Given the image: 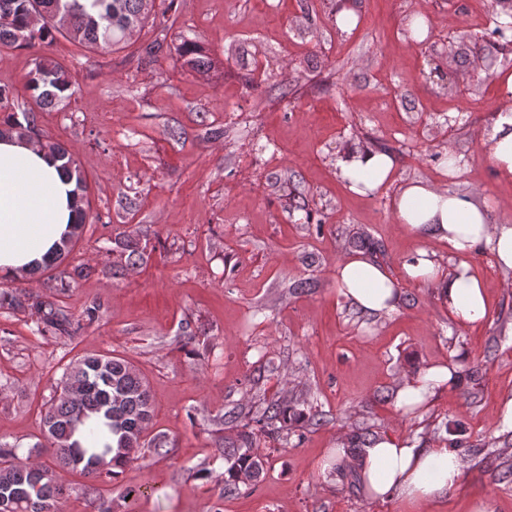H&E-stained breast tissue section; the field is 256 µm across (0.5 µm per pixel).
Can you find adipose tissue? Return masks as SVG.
I'll return each instance as SVG.
<instances>
[{
	"label": "adipose tissue",
	"instance_id": "1",
	"mask_svg": "<svg viewBox=\"0 0 512 512\" xmlns=\"http://www.w3.org/2000/svg\"><path fill=\"white\" fill-rule=\"evenodd\" d=\"M506 85L508 92L501 98L489 138V162L508 181L512 179V73ZM337 167L349 190L363 195L390 182L394 161L384 152L355 151L341 155ZM73 188L59 161L37 144L0 139V273L25 271L68 232L76 221L71 207ZM391 210L398 223L417 235L436 237L460 258L447 272L426 251H419L403 264L404 280L440 285L448 315L457 325L487 321L490 313L484 286L464 256L480 246L498 265L512 269V225L494 223L489 212L469 196L423 182L400 186L392 197ZM336 283L351 305L369 315L391 313L400 296L399 281L387 266L359 255L338 262ZM456 374L452 362L419 371L402 385L398 406L412 404L426 410L438 391L453 388ZM350 461L370 499L400 498L415 503L442 499L459 483L466 468L465 458L445 444L420 445L388 434Z\"/></svg>",
	"mask_w": 512,
	"mask_h": 512
}]
</instances>
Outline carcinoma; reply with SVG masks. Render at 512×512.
<instances>
[{
  "label": "carcinoma",
  "mask_w": 512,
  "mask_h": 512,
  "mask_svg": "<svg viewBox=\"0 0 512 512\" xmlns=\"http://www.w3.org/2000/svg\"><path fill=\"white\" fill-rule=\"evenodd\" d=\"M153 4L155 0H0V12L10 13L13 20L12 26L0 27V45L33 49L62 35L94 51L110 53L149 21ZM493 12L495 27L490 35L512 41V0H497ZM178 51L194 71L204 72L212 66L192 40H183ZM23 90L33 107L1 116V137L28 139L37 127L36 110L54 107L75 95L67 68L45 53L34 59ZM43 147L62 161L63 172L75 180L77 222L31 267L33 272L59 265L75 246V231L88 221L87 180L76 160L59 143L49 141ZM26 297L21 289L0 292V302L30 309L36 317V333L43 337L72 336L98 319L96 307L88 309L81 322L56 301L35 299L26 305ZM153 412L149 383L132 363L115 354H86L63 365L60 384L41 413L45 443L36 447L52 450L58 466L79 470L92 480L104 475L115 478L118 470L138 460L137 449L168 447L165 436L149 433ZM315 417L312 409H302L298 401L287 397L273 398L256 412L225 415L224 426L234 435L224 437L220 448L227 462L224 490L235 492L241 483L252 489L261 480L266 461L255 449L257 438L281 444L290 443L293 437L300 441ZM442 428L449 447L465 444L460 423L447 420ZM375 441L373 434L355 430L348 435L346 446L365 448ZM66 495L52 469L29 462L13 449H0V512H60Z\"/></svg>",
  "instance_id": "obj_1"
}]
</instances>
